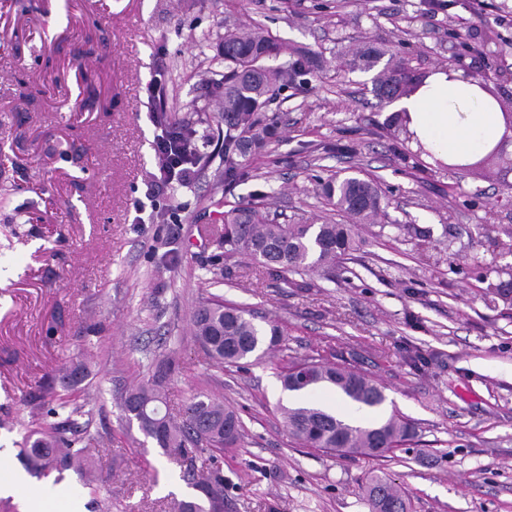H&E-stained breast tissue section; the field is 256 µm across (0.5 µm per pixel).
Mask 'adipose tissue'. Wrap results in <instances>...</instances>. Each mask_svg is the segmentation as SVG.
Here are the masks:
<instances>
[{
    "label": "adipose tissue",
    "mask_w": 512,
    "mask_h": 512,
    "mask_svg": "<svg viewBox=\"0 0 512 512\" xmlns=\"http://www.w3.org/2000/svg\"><path fill=\"white\" fill-rule=\"evenodd\" d=\"M413 147L430 162L462 166L471 157L495 147L512 145L498 101L462 71L432 68L412 94L394 103ZM0 477V497L24 496L27 512H71L76 492L58 487L52 491L26 485L23 474L7 466Z\"/></svg>",
    "instance_id": "1"
}]
</instances>
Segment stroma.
I'll use <instances>...</instances> for the list:
<instances>
[{"mask_svg": "<svg viewBox=\"0 0 512 512\" xmlns=\"http://www.w3.org/2000/svg\"><path fill=\"white\" fill-rule=\"evenodd\" d=\"M239 25L267 29L281 62L305 46L324 66L279 92L267 109L278 141L229 185L211 79ZM368 40L419 77L489 72L512 113V0L479 12L474 0H0V449L13 468L43 384L77 356L99 496L112 512H169L183 469L119 408L160 353L178 364L170 408L205 392L240 412L224 512H368L361 484L382 473L411 512H512V306L488 305L479 281H512V165L452 170L415 151L371 73L347 70ZM160 72L209 161L142 224L133 203L158 134L146 86ZM345 171L380 188L374 223L319 196L317 178ZM257 202L283 224H351V260L285 282L244 256L214 266L225 211ZM212 296L276 321L281 347L245 371L217 367L190 329ZM311 357L379 379L386 410L417 426L410 449L345 458L292 443L280 373Z\"/></svg>", "mask_w": 512, "mask_h": 512, "instance_id": "obj_1", "label": "stroma"}]
</instances>
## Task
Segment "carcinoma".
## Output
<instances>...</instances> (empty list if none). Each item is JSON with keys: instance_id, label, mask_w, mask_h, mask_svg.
Wrapping results in <instances>:
<instances>
[{"instance_id": "obj_1", "label": "carcinoma", "mask_w": 512, "mask_h": 512, "mask_svg": "<svg viewBox=\"0 0 512 512\" xmlns=\"http://www.w3.org/2000/svg\"><path fill=\"white\" fill-rule=\"evenodd\" d=\"M281 53V44L259 26L224 31L218 56L228 71L217 83L221 94L217 118L229 130L224 135V178L230 183L243 178L255 151L277 136L275 119L263 112L275 92L300 72L319 67V60L303 48L293 50L290 64H273ZM385 54L382 47L368 42L349 63L352 70H377L373 91L382 101L396 99L418 83L402 65L378 68ZM318 187L332 210L361 223L382 210V196L370 180L336 174L318 179ZM353 250L352 230L347 224H280L259 205L233 208L224 214V259L247 256L284 282L290 274L334 266ZM190 323L195 341L222 367L244 368L259 348L265 344L274 347L283 336L275 322H267L263 329L246 310L228 305L218 296L201 302ZM174 368L170 357L156 360L152 378L125 393L119 406L127 421H136L139 431L155 441L164 455L186 465L183 480L195 495L173 500V512H224V475L218 460L224 450L238 446L241 416L233 405L197 393L182 409L180 420H175L162 396L163 384ZM85 376L83 363L75 360L64 372L63 379L69 384L63 391L47 388L45 419L39 429L25 436L20 450L31 474L47 477L54 472L58 484L65 471L81 474L90 467L78 444L91 440L92 410L72 398L73 388ZM282 383L292 392L330 388L347 402L373 412L368 421L360 422L312 402L280 406L289 437L302 448L342 456L384 457L411 444L417 436L414 423L399 413L380 414L386 400L383 387L360 369L302 359L288 366ZM361 492L369 512H411L406 492L386 476H369Z\"/></svg>"}]
</instances>
